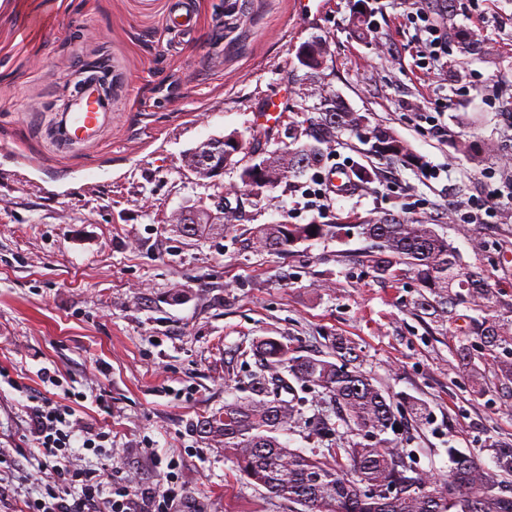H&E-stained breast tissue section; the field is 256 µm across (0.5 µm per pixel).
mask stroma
<instances>
[{
    "instance_id": "1",
    "label": "stroma",
    "mask_w": 512,
    "mask_h": 512,
    "mask_svg": "<svg viewBox=\"0 0 512 512\" xmlns=\"http://www.w3.org/2000/svg\"><path fill=\"white\" fill-rule=\"evenodd\" d=\"M31 2L0 0V449L25 451L0 477L12 488L8 512L38 494L26 411L49 391L46 374L83 393L76 430L112 431L111 448L76 449L74 464L153 486L175 459L188 512H300L243 479L223 440L200 430L225 402L255 398L269 373L255 348L267 338L320 357L337 338L354 342L359 369L394 405L386 445L418 472L444 478L452 448L493 467L512 444V383L488 362L483 388L472 386L461 353L480 340L460 327L486 318L512 335V203L492 224L455 216L484 183L512 180L502 166L512 105L499 90L500 73L512 72V0H456L450 17L443 0H375L365 40L351 30L357 0H195L187 31L166 24L173 0H39L52 6L39 29L28 25ZM421 7L440 30L477 34L495 63L429 64L415 39ZM316 35L329 44L332 89L426 167L381 161L373 183L308 206L317 182L366 161L345 131L297 186L268 192L251 221L219 235L176 232L173 213L238 180L199 179L187 151L233 133L248 146L262 131L273 150L283 127L305 119L295 51ZM96 61L114 77L105 130L63 143L55 110ZM376 211L435 216V231L494 288V308L458 306L454 323L430 317L414 274H377L354 232L281 254L249 246L260 224ZM281 397L298 410L278 434L289 447L322 454L356 440L322 389L292 378Z\"/></svg>"
}]
</instances>
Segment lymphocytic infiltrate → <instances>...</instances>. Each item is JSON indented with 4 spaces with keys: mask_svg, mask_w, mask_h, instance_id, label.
Masks as SVG:
<instances>
[{
    "mask_svg": "<svg viewBox=\"0 0 512 512\" xmlns=\"http://www.w3.org/2000/svg\"><path fill=\"white\" fill-rule=\"evenodd\" d=\"M78 400V395L67 392L26 411L29 430L44 458V476L39 498L26 502L24 512H175L184 494L174 486L146 487L129 480L116 489L111 470L71 466L70 418Z\"/></svg>",
    "mask_w": 512,
    "mask_h": 512,
    "instance_id": "f902f5d3",
    "label": "lymphocytic infiltrate"
}]
</instances>
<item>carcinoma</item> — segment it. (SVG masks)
<instances>
[{
  "label": "carcinoma",
  "instance_id": "1",
  "mask_svg": "<svg viewBox=\"0 0 512 512\" xmlns=\"http://www.w3.org/2000/svg\"><path fill=\"white\" fill-rule=\"evenodd\" d=\"M454 39L461 57L452 60L463 69L474 59H488L485 46L468 32L457 30ZM326 42L319 37L305 42L310 57L304 67L309 83L299 88L304 100H313L319 118L307 125H288V146L268 154L267 180L255 182L254 198L228 206L221 224H183L181 230L194 236L203 229L225 231L247 220L246 208L255 207L265 193L319 165L337 133L349 130L370 145L373 155L389 164L423 168L425 162L408 142L393 131L370 123L367 116L351 110L325 82L323 69ZM373 167L353 166L344 172L352 188L373 181ZM345 228L372 243L369 262L376 273L393 277L406 265L431 298L422 307L439 318L453 319L456 307L472 302L487 310L496 302L495 292L484 276L467 268L448 239L440 236L424 218L383 213L352 214L340 224H262L252 237L258 250L285 252L302 241L323 235H339ZM481 337L486 355L463 356L470 381L482 385L480 362L489 356L500 375L512 380V357L498 355L504 339L499 325L483 321L468 326ZM259 353L267 367H284L295 378L322 388L335 402L346 426L364 433L366 441L328 452L347 458L349 469L330 466L321 457L306 456L287 447L274 433L288 426L295 407L278 397L268 399L266 382H261L260 399L224 403V411L211 416L203 431L224 438V453L232 456L244 479L264 488L270 495L299 504L303 512H512V496L503 494L500 477L512 473V446L499 452L491 470L472 457L459 454L445 479H433L414 469L405 457L383 444L380 435L392 425L393 404L383 391L356 366V347L336 340L335 360L292 356L287 344L263 341Z\"/></svg>",
  "mask_w": 512,
  "mask_h": 512
}]
</instances>
